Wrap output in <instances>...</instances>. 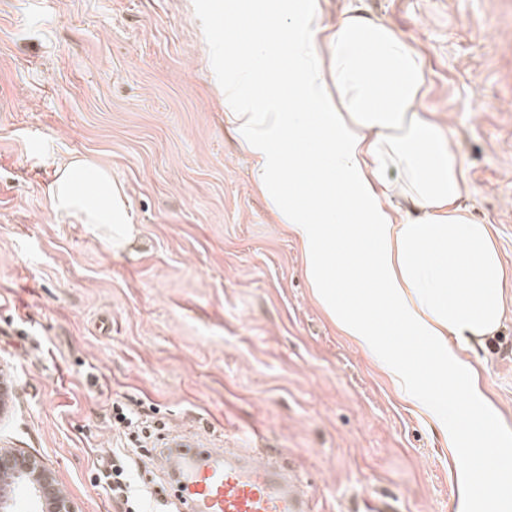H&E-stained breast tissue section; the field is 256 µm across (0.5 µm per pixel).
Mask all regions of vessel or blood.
Returning a JSON list of instances; mask_svg holds the SVG:
<instances>
[{
  "label": "vessel or blood",
  "mask_w": 512,
  "mask_h": 512,
  "mask_svg": "<svg viewBox=\"0 0 512 512\" xmlns=\"http://www.w3.org/2000/svg\"><path fill=\"white\" fill-rule=\"evenodd\" d=\"M216 449H202L203 459L185 473L178 490L189 512H313L302 481L284 461L257 460L228 442L223 462Z\"/></svg>",
  "instance_id": "obj_1"
}]
</instances>
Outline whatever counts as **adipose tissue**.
<instances>
[{"label": "adipose tissue", "instance_id": "ef3b65f1", "mask_svg": "<svg viewBox=\"0 0 512 512\" xmlns=\"http://www.w3.org/2000/svg\"><path fill=\"white\" fill-rule=\"evenodd\" d=\"M224 16L250 21L270 61L258 70L225 49L224 122L298 243L313 299L439 427L456 512H512V430L465 356L500 327L506 272L489 226L462 207L461 156L417 106L427 92L419 55L355 7L329 34L317 0H270L262 17L255 0H227ZM46 194L63 221L111 248L138 234L111 171L85 157L56 165ZM487 458L495 469L476 480Z\"/></svg>", "mask_w": 512, "mask_h": 512}]
</instances>
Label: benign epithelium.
I'll return each instance as SVG.
<instances>
[{
	"mask_svg": "<svg viewBox=\"0 0 512 512\" xmlns=\"http://www.w3.org/2000/svg\"><path fill=\"white\" fill-rule=\"evenodd\" d=\"M58 484L40 455L0 444V512H15L17 488L26 491L33 512H77L73 500L58 491Z\"/></svg>",
	"mask_w": 512,
	"mask_h": 512,
	"instance_id": "benign-epithelium-1",
	"label": "benign epithelium"
}]
</instances>
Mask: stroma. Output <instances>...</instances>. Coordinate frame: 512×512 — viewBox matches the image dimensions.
<instances>
[{
	"label": "stroma",
	"mask_w": 512,
	"mask_h": 512,
	"mask_svg": "<svg viewBox=\"0 0 512 512\" xmlns=\"http://www.w3.org/2000/svg\"><path fill=\"white\" fill-rule=\"evenodd\" d=\"M225 0H0V370L13 407L0 443L38 453L80 512H125L99 485L132 444L180 436L252 455L280 449L316 512L364 497L456 512L440 432L377 358L315 304L301 252L224 127ZM409 37L424 100L467 169V204L509 273L504 319L468 352L512 427V0H320ZM110 168L140 236L107 248L65 224L57 161ZM165 458L133 470L151 512H179Z\"/></svg>",
	"instance_id": "1"
}]
</instances>
